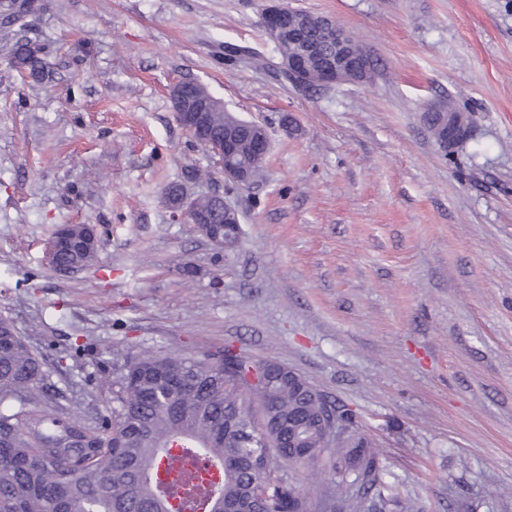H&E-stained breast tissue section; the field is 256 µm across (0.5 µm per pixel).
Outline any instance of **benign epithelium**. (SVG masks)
Returning <instances> with one entry per match:
<instances>
[{"label": "benign epithelium", "instance_id": "obj_1", "mask_svg": "<svg viewBox=\"0 0 512 512\" xmlns=\"http://www.w3.org/2000/svg\"><path fill=\"white\" fill-rule=\"evenodd\" d=\"M262 20L268 39L273 44L283 40L298 42L302 45L301 52L286 55L278 63L279 73L291 77H299L295 86L310 90L312 85L306 80L309 71V60L322 57V69L319 74L320 83L324 87L340 83H363L372 73V65L367 61L358 62L350 53L352 33L336 24L327 17L313 20L288 6L285 0H265L262 9ZM324 30L326 39L336 44V54L323 55L321 44L308 37L312 25ZM170 100L177 122L198 143L209 144L215 132L217 115H225L223 121L224 137L222 146L216 147L220 172L224 181L241 188L251 186L250 165L236 161L238 154V134L243 130L260 134L259 124L240 119L233 113H224V101L211 96L190 91V85L179 83L170 90ZM210 199L217 203V208L224 212V223H239L236 209L226 205L224 196L213 194ZM166 206L175 221L190 224L202 234H207L208 224L213 214L201 210L197 206V198L188 195L186 187L174 184L165 193Z\"/></svg>", "mask_w": 512, "mask_h": 512}]
</instances>
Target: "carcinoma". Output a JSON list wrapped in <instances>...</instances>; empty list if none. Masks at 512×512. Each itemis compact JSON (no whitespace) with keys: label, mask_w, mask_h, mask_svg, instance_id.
I'll return each mask as SVG.
<instances>
[{"label":"carcinoma","mask_w":512,"mask_h":512,"mask_svg":"<svg viewBox=\"0 0 512 512\" xmlns=\"http://www.w3.org/2000/svg\"><path fill=\"white\" fill-rule=\"evenodd\" d=\"M40 48L12 55L44 77ZM424 113L440 141L448 113ZM58 262L80 271L84 224ZM348 433L323 446V425ZM322 479L326 512H385L380 449L355 411L312 383L270 382L267 363L226 347L197 354L118 351L112 407L94 417L50 393L41 356L0 316V512H311L295 481Z\"/></svg>","instance_id":"carcinoma-1"}]
</instances>
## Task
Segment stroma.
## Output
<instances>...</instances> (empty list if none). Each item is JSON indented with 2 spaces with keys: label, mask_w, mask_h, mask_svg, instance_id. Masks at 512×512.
Instances as JSON below:
<instances>
[{
  "label": "stroma",
  "mask_w": 512,
  "mask_h": 512,
  "mask_svg": "<svg viewBox=\"0 0 512 512\" xmlns=\"http://www.w3.org/2000/svg\"><path fill=\"white\" fill-rule=\"evenodd\" d=\"M288 3L353 32L371 80H278L264 0H34L21 22L0 15V314L63 404L109 408L114 351L230 344L356 412L392 512H512V0ZM20 38L45 79L11 67ZM183 81L266 127L259 182L214 174L176 121ZM443 101L474 130L448 156L423 120ZM179 182L236 206L233 250L173 220L163 191ZM59 224L96 226L94 267L48 268Z\"/></svg>",
  "instance_id": "stroma-1"
}]
</instances>
